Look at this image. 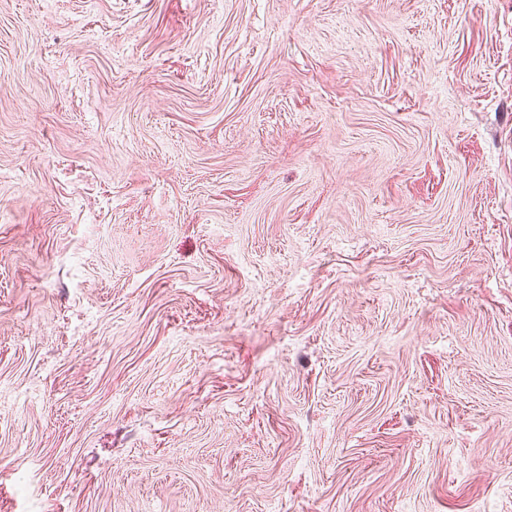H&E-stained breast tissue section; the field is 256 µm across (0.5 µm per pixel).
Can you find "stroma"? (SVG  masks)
I'll return each instance as SVG.
<instances>
[{
    "label": "stroma",
    "mask_w": 512,
    "mask_h": 512,
    "mask_svg": "<svg viewBox=\"0 0 512 512\" xmlns=\"http://www.w3.org/2000/svg\"><path fill=\"white\" fill-rule=\"evenodd\" d=\"M0 512H512V0H0Z\"/></svg>",
    "instance_id": "1"
}]
</instances>
